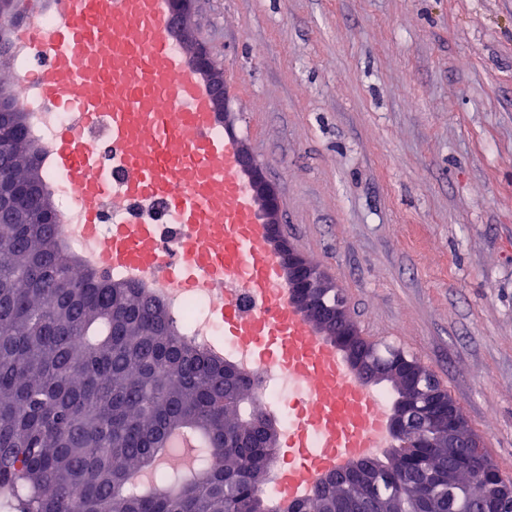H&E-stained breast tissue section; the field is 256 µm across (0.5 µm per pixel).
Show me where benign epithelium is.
<instances>
[{"instance_id": "benign-epithelium-1", "label": "benign epithelium", "mask_w": 512, "mask_h": 512, "mask_svg": "<svg viewBox=\"0 0 512 512\" xmlns=\"http://www.w3.org/2000/svg\"><path fill=\"white\" fill-rule=\"evenodd\" d=\"M13 0H0V53L10 51V45L4 40V33L9 27ZM192 0H171L170 23L172 32L183 43L193 41L190 27ZM191 62L198 74L207 79L211 90L213 110L223 112L226 108L224 77L215 74L209 56L201 49L195 51ZM8 112L12 117L9 131L25 126L26 114L14 107L7 100H0V113ZM241 170L248 179L249 190L259 204L263 223L269 226V246L280 260L288 301L305 317L312 320L319 335L336 344L339 350L347 349L339 343L341 336H353L351 326L343 318V309L339 302H331L328 295L333 285L319 269L309 264L302 256L283 245L278 236L280 224V202L274 189L267 183L252 156L240 154ZM23 193L12 189L9 194L0 193V217L7 214L23 213L20 201ZM393 359L397 378L405 390L406 397L396 400L388 421V438L397 439L408 429L407 418L419 416L428 431L423 437L415 438L413 447L428 448L436 440L448 441V447L458 448L454 456V467L459 472H466L483 484L487 506L493 508L500 501L512 496V487L495 474L479 458V454L470 449L467 435L463 431L462 420L456 409V403L449 401L436 390H423L418 386L416 369L413 364L396 354ZM357 377L365 384H377L386 379L378 368L367 364L352 363Z\"/></svg>"}]
</instances>
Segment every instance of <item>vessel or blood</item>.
Masks as SVG:
<instances>
[{
	"mask_svg": "<svg viewBox=\"0 0 512 512\" xmlns=\"http://www.w3.org/2000/svg\"><path fill=\"white\" fill-rule=\"evenodd\" d=\"M21 10L25 20L11 40L31 53L41 95L71 106L84 126L108 120L113 159L126 171L123 181L106 178L75 131L57 132L45 161L78 190L85 224L96 229L106 200H115L112 221L120 226L128 221L124 200L160 199L193 227L179 245L182 260L162 261L149 224L104 238L101 260L134 273L151 269L186 288L223 274L225 335L262 363L286 367L300 387L290 405L293 460L283 472V502L370 455L386 434L387 408L289 303L268 227L238 175V146L214 137L209 88L168 29L169 0H22ZM50 12L55 26H36ZM240 289L254 300L253 312L236 304Z\"/></svg>",
	"mask_w": 512,
	"mask_h": 512,
	"instance_id": "vessel-or-blood-1",
	"label": "vessel or blood"
}]
</instances>
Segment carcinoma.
I'll return each instance as SVG.
<instances>
[{
  "label": "carcinoma",
  "instance_id": "obj_1",
  "mask_svg": "<svg viewBox=\"0 0 512 512\" xmlns=\"http://www.w3.org/2000/svg\"><path fill=\"white\" fill-rule=\"evenodd\" d=\"M27 134L0 142V181L43 182ZM234 397L224 404V383ZM254 384L184 340L166 308L102 280L46 234L42 214L0 222V512H270L259 487L277 448L255 422ZM244 436L224 447V427ZM200 435L190 476L161 468L170 436ZM345 486L319 479L291 512H407L420 468L443 480L427 512H481L483 488L448 475V449L406 448ZM369 484V496L350 486Z\"/></svg>",
  "mask_w": 512,
  "mask_h": 512
}]
</instances>
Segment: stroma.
<instances>
[{
    "instance_id": "obj_1",
    "label": "stroma",
    "mask_w": 512,
    "mask_h": 512,
    "mask_svg": "<svg viewBox=\"0 0 512 512\" xmlns=\"http://www.w3.org/2000/svg\"><path fill=\"white\" fill-rule=\"evenodd\" d=\"M192 18L286 245L512 478V0H194Z\"/></svg>"
}]
</instances>
